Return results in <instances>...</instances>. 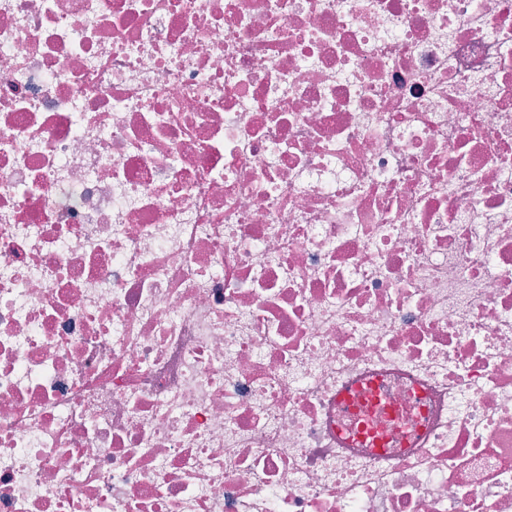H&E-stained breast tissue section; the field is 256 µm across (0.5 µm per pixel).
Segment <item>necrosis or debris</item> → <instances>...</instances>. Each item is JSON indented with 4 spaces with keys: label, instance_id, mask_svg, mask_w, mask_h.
Wrapping results in <instances>:
<instances>
[{
    "label": "necrosis or debris",
    "instance_id": "obj_1",
    "mask_svg": "<svg viewBox=\"0 0 512 512\" xmlns=\"http://www.w3.org/2000/svg\"><path fill=\"white\" fill-rule=\"evenodd\" d=\"M0 512H512V0H0Z\"/></svg>",
    "mask_w": 512,
    "mask_h": 512
}]
</instances>
